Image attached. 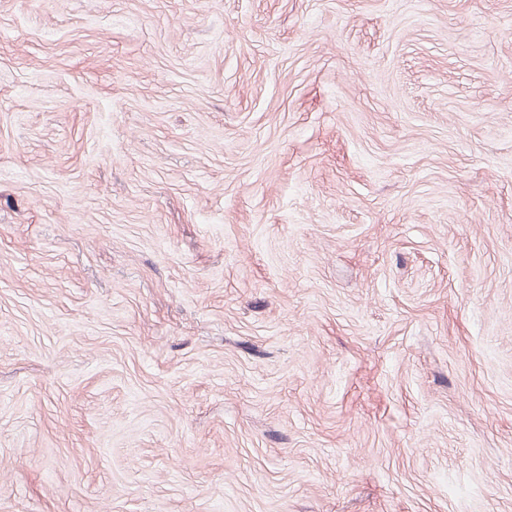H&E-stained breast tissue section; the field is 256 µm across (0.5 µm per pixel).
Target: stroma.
<instances>
[{
  "mask_svg": "<svg viewBox=\"0 0 512 512\" xmlns=\"http://www.w3.org/2000/svg\"><path fill=\"white\" fill-rule=\"evenodd\" d=\"M0 512H512V0H0Z\"/></svg>",
  "mask_w": 512,
  "mask_h": 512,
  "instance_id": "1",
  "label": "stroma"
}]
</instances>
